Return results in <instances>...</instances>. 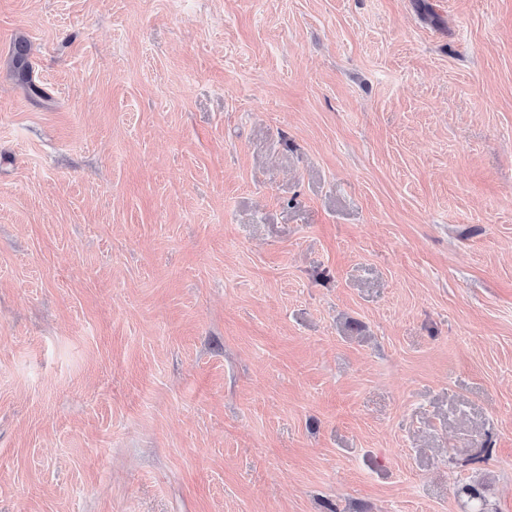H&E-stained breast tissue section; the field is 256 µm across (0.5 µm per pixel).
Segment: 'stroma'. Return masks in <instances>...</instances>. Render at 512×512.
I'll use <instances>...</instances> for the list:
<instances>
[{
  "label": "stroma",
  "instance_id": "1",
  "mask_svg": "<svg viewBox=\"0 0 512 512\" xmlns=\"http://www.w3.org/2000/svg\"><path fill=\"white\" fill-rule=\"evenodd\" d=\"M465 485L512 512V0H0V512Z\"/></svg>",
  "mask_w": 512,
  "mask_h": 512
}]
</instances>
